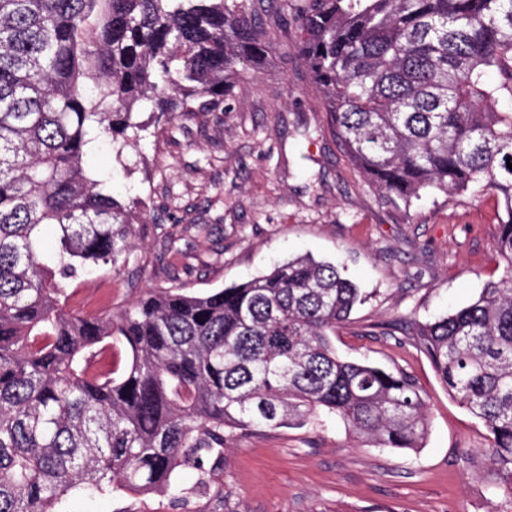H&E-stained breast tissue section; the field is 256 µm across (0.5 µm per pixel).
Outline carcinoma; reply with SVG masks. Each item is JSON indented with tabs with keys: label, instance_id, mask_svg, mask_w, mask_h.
<instances>
[{
	"label": "carcinoma",
	"instance_id": "obj_1",
	"mask_svg": "<svg viewBox=\"0 0 512 512\" xmlns=\"http://www.w3.org/2000/svg\"><path fill=\"white\" fill-rule=\"evenodd\" d=\"M290 29L380 196L497 199L501 277L415 336L487 431L467 462L485 456L512 499V0H0V512L134 491L221 503L238 436L322 414L378 448L422 446L415 377L336 354L363 301L339 264L297 256L226 288L66 310L67 281L120 276L136 247L95 144L212 111L288 59Z\"/></svg>",
	"mask_w": 512,
	"mask_h": 512
}]
</instances>
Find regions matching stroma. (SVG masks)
Instances as JSON below:
<instances>
[{"label":"stroma","instance_id":"stroma-1","mask_svg":"<svg viewBox=\"0 0 512 512\" xmlns=\"http://www.w3.org/2000/svg\"><path fill=\"white\" fill-rule=\"evenodd\" d=\"M92 163L115 197L136 202L142 286L232 285L298 254L337 260L368 295L332 338L344 358L405 368L427 402L422 448L366 445L338 419L239 438L224 453L223 512H512L490 465L462 451L486 431L453 399L414 337L416 324L464 306L502 274L499 209L489 193L383 202L351 164L296 50L239 77L205 115L149 125ZM206 225L196 234L194 225ZM71 311L95 315L135 293L105 271L69 283ZM169 495L79 497L69 512H195Z\"/></svg>","mask_w":512,"mask_h":512}]
</instances>
